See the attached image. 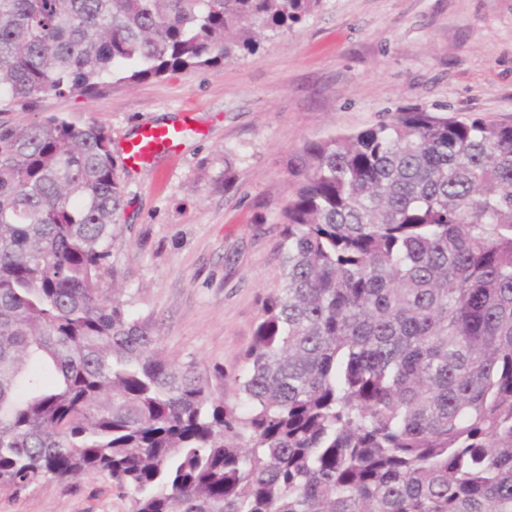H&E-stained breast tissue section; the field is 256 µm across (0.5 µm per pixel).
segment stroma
Wrapping results in <instances>:
<instances>
[{"label": "stroma", "mask_w": 512, "mask_h": 512, "mask_svg": "<svg viewBox=\"0 0 512 512\" xmlns=\"http://www.w3.org/2000/svg\"><path fill=\"white\" fill-rule=\"evenodd\" d=\"M407 105L512 123V0H324L255 53L89 98L45 94L7 118L94 122L116 149L148 125L183 128L173 155L122 171L103 284L123 288L164 355L223 369L229 396L262 302L283 285L275 218L293 191L289 159ZM0 512H130V501L95 474L0 488Z\"/></svg>", "instance_id": "1"}]
</instances>
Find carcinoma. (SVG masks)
I'll return each mask as SVG.
<instances>
[{
	"mask_svg": "<svg viewBox=\"0 0 512 512\" xmlns=\"http://www.w3.org/2000/svg\"><path fill=\"white\" fill-rule=\"evenodd\" d=\"M321 2L0 0V112L251 53ZM293 164L284 287L229 401L102 288L109 131L0 122V488L106 474L130 512H512V123L404 107Z\"/></svg>",
	"mask_w": 512,
	"mask_h": 512,
	"instance_id": "carcinoma-1",
	"label": "carcinoma"
}]
</instances>
